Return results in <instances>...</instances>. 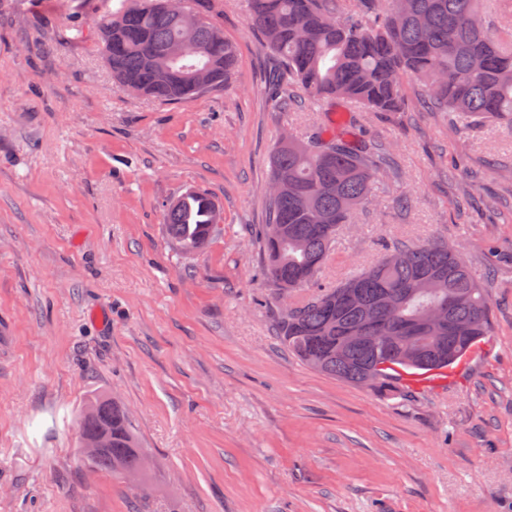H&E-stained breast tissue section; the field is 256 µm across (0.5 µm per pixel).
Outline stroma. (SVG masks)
I'll return each mask as SVG.
<instances>
[{"label": "stroma", "mask_w": 512, "mask_h": 512, "mask_svg": "<svg viewBox=\"0 0 512 512\" xmlns=\"http://www.w3.org/2000/svg\"><path fill=\"white\" fill-rule=\"evenodd\" d=\"M130 4L0 0V512H512V134L450 122L412 81L400 112L278 110L246 0L202 14L238 49L227 88L134 94L96 31ZM286 133L391 155L321 283L396 242L463 244L493 333L455 384L381 395L280 344L258 233ZM189 188L222 231L186 257L164 213ZM98 391L126 408L151 493L77 455Z\"/></svg>", "instance_id": "obj_1"}]
</instances>
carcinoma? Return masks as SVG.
Returning <instances> with one entry per match:
<instances>
[{"mask_svg":"<svg viewBox=\"0 0 512 512\" xmlns=\"http://www.w3.org/2000/svg\"><path fill=\"white\" fill-rule=\"evenodd\" d=\"M512 21V0H359L361 10L345 16L341 0H249L248 24L258 29L281 61L288 81L302 85L315 101L346 100L365 112H399L403 81L422 88L427 107L466 123L497 122L512 131V34L495 33L488 11L500 2ZM112 75L125 87L160 102H173L230 84L236 46L216 42L213 27L189 28L164 0H138L119 20L97 22ZM273 97L290 112L297 101L280 83ZM384 158L378 149L344 138L315 137L278 142L270 159L268 220L260 230L265 271L290 312L275 333L288 351L311 369L380 393L396 392L388 365L404 370L450 369L492 332L490 304L472 277L460 246L445 239L418 245L398 243L380 261L336 285H317L339 227L351 222L375 193ZM213 199L190 190L170 202L165 232L180 253L198 252L219 230ZM282 225L280 235L271 233ZM448 304V324L425 339L443 352L419 361L400 348L379 343L355 346L344 360L336 346L347 337L419 336L429 310ZM365 303L374 307L364 316ZM78 447L90 468L139 479L149 490L123 407L104 393L79 410Z\"/></svg>","mask_w":512,"mask_h":512,"instance_id":"carcinoma-1","label":"carcinoma"}]
</instances>
